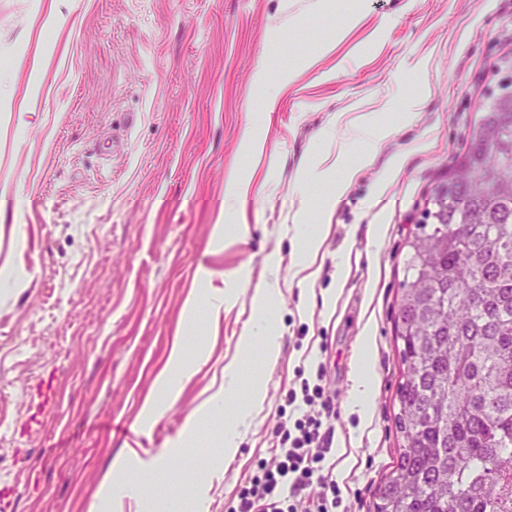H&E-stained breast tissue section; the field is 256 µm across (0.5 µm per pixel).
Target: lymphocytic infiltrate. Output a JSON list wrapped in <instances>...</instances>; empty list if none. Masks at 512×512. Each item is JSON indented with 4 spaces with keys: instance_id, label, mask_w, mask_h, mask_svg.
I'll return each mask as SVG.
<instances>
[{
    "instance_id": "f902f5d3",
    "label": "lymphocytic infiltrate",
    "mask_w": 512,
    "mask_h": 512,
    "mask_svg": "<svg viewBox=\"0 0 512 512\" xmlns=\"http://www.w3.org/2000/svg\"><path fill=\"white\" fill-rule=\"evenodd\" d=\"M325 377V368H318L316 384L289 391V403L302 416L274 441L271 464L238 490L230 512H335L340 506L332 470L324 465L334 431Z\"/></svg>"
}]
</instances>
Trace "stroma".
Wrapping results in <instances>:
<instances>
[{
	"label": "stroma",
	"mask_w": 512,
	"mask_h": 512,
	"mask_svg": "<svg viewBox=\"0 0 512 512\" xmlns=\"http://www.w3.org/2000/svg\"><path fill=\"white\" fill-rule=\"evenodd\" d=\"M62 11L44 25L40 0H0V71L13 76L0 88V269L12 273L0 283V512H87L133 434L154 465L152 512L199 488L204 512H228L293 413L288 390L321 365L335 412L328 461L352 458L336 512H370L397 448L405 243L481 103L512 82L499 67L512 0H63ZM263 63L272 80L260 85ZM366 112L392 131L361 160L346 122ZM249 130L264 154L246 150ZM326 163L359 172L336 198L308 288L294 215L330 185L295 180ZM234 172L252 193L228 212ZM238 270L249 287L233 282ZM258 285L276 291L273 365L261 346L238 349ZM367 327L376 393L364 422L348 394ZM176 342L194 372L147 419ZM236 360L238 393L199 416ZM256 381L263 407L232 465L211 469Z\"/></svg>",
	"instance_id": "obj_1"
}]
</instances>
